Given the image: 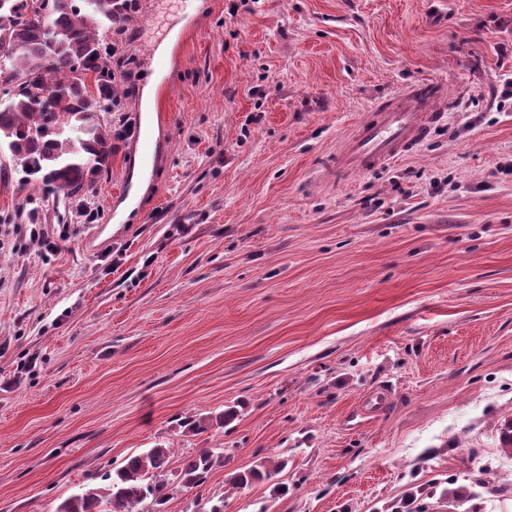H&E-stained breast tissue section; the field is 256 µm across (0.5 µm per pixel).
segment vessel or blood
<instances>
[{
	"instance_id": "vessel-or-blood-1",
	"label": "vessel or blood",
	"mask_w": 512,
	"mask_h": 512,
	"mask_svg": "<svg viewBox=\"0 0 512 512\" xmlns=\"http://www.w3.org/2000/svg\"><path fill=\"white\" fill-rule=\"evenodd\" d=\"M445 96L442 81L423 80L375 106L341 148L338 171H372L417 150L439 122L436 105Z\"/></svg>"
}]
</instances>
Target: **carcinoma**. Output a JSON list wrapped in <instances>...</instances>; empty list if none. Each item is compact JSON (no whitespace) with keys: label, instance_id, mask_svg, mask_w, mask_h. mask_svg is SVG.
Returning a JSON list of instances; mask_svg holds the SVG:
<instances>
[{"label":"carcinoma","instance_id":"cac0c4a2","mask_svg":"<svg viewBox=\"0 0 512 512\" xmlns=\"http://www.w3.org/2000/svg\"><path fill=\"white\" fill-rule=\"evenodd\" d=\"M75 8L65 0H0V155L44 187L78 195L96 185L112 160V128L98 114L118 97L112 81L110 35L132 17L116 0H88ZM93 77L88 86L87 77ZM236 410L200 417L192 428L220 429ZM171 450L157 445L131 454L103 475L106 484L65 498L56 512H162L173 488L168 479ZM224 466L216 448L183 459L179 483L203 485ZM285 467L277 455L233 474L228 484L240 490L269 481Z\"/></svg>","mask_w":512,"mask_h":512}]
</instances>
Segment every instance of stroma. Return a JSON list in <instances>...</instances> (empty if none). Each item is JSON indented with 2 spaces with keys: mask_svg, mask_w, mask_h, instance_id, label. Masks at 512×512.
<instances>
[{
  "mask_svg": "<svg viewBox=\"0 0 512 512\" xmlns=\"http://www.w3.org/2000/svg\"><path fill=\"white\" fill-rule=\"evenodd\" d=\"M195 4L128 22L96 189L54 203L0 175V512H56L158 444L224 450L165 512H410L433 486L465 492L433 512H512V0ZM422 79L448 85L429 140L337 174L369 107ZM149 89L144 179L127 128ZM270 454L275 482L227 492Z\"/></svg>",
  "mask_w": 512,
  "mask_h": 512,
  "instance_id": "35a3bbf8",
  "label": "stroma"
}]
</instances>
